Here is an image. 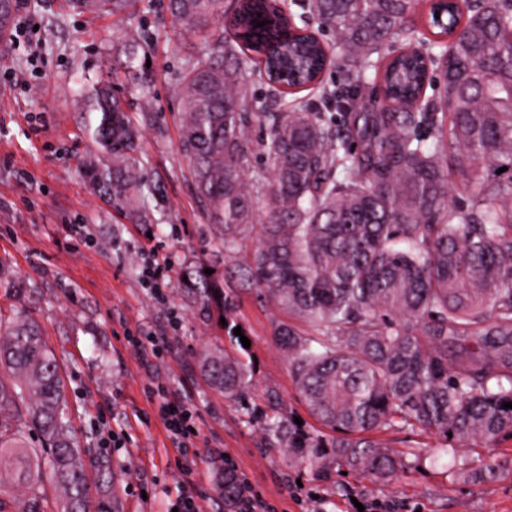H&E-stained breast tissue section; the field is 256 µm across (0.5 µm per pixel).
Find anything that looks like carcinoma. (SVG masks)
I'll list each match as a JSON object with an SVG mask.
<instances>
[{
  "mask_svg": "<svg viewBox=\"0 0 512 512\" xmlns=\"http://www.w3.org/2000/svg\"><path fill=\"white\" fill-rule=\"evenodd\" d=\"M65 2L122 18L133 0ZM418 3L237 0L226 35L212 29L224 0L167 4L178 25L211 39L179 77L178 144L215 228L212 256L242 254L228 282L214 262L187 280L227 321L238 290L288 315L274 341L327 432L278 417L264 431L318 479L344 468L391 476L399 456L373 434L396 425L445 437L452 456L456 441L512 437V409L502 407L512 402V175L485 177L512 172V0H437L419 27ZM295 8L315 13L332 44L295 26ZM328 57L347 66L333 89L323 84ZM370 70L387 109L362 97ZM436 70L441 91L429 98ZM257 82L269 89L262 99L251 93ZM313 83L317 98L297 96ZM84 112L98 151L89 182L147 223L145 194L163 195L146 184L138 126L109 83L87 88ZM253 120L266 126L265 171L254 169ZM450 339L464 342L452 355ZM235 340L198 358L229 398L252 373ZM0 370L9 374L0 377V512H45L47 484L56 512H106L112 474L79 447L57 359L23 311L0 326ZM30 430L40 447L25 442ZM241 491L225 473L224 498Z\"/></svg>",
  "mask_w": 512,
  "mask_h": 512,
  "instance_id": "cac0c4a2",
  "label": "carcinoma"
}]
</instances>
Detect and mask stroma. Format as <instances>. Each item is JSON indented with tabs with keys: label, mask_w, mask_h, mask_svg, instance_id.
Here are the masks:
<instances>
[{
	"label": "stroma",
	"mask_w": 512,
	"mask_h": 512,
	"mask_svg": "<svg viewBox=\"0 0 512 512\" xmlns=\"http://www.w3.org/2000/svg\"><path fill=\"white\" fill-rule=\"evenodd\" d=\"M167 0H135L125 18L71 13L63 0H27L36 30L0 38V311L23 310L40 324L58 360L67 413L79 445L109 462L117 512H172L189 489L206 492L204 512H231L224 501L216 453L227 454L260 498L253 512H358V504H394V512H512V439L477 445L457 458L440 455L435 434L378 432L401 453L389 479L350 473L319 481L272 451L266 418L308 413L272 331L277 317L255 291L240 295L236 321L250 341L252 381L226 398L199 374L201 349L229 344L214 307L184 279L185 267L208 257L214 228L198 206L178 146L182 110L177 83L199 36L176 25ZM141 29L134 71H127L125 33ZM113 80L132 116L150 110L139 153L145 178L163 203L149 202L143 224L100 196L85 171L95 162L86 129L87 80ZM169 268L155 290L143 263ZM162 339L146 366L133 337ZM165 386L195 413L192 478L174 447L149 388ZM497 477L473 481L479 461Z\"/></svg>",
	"instance_id": "stroma-1"
}]
</instances>
